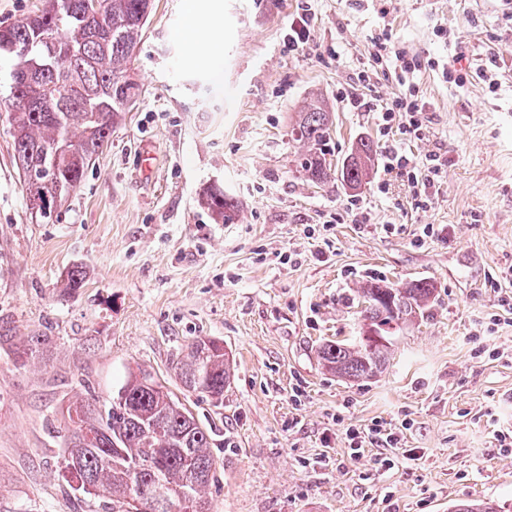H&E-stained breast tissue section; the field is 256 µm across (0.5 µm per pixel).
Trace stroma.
I'll return each mask as SVG.
<instances>
[{"label":"stroma","instance_id":"obj_1","mask_svg":"<svg viewBox=\"0 0 512 512\" xmlns=\"http://www.w3.org/2000/svg\"><path fill=\"white\" fill-rule=\"evenodd\" d=\"M191 2L224 32L222 75L188 60ZM305 3L311 42L291 53L283 38ZM510 12L512 0H155L136 53L141 99L49 220L31 215L0 107V325L53 339L25 368L0 347V512H105L64 477L55 418L79 389L108 399L137 366L215 429L212 512L512 504V454L495 440L512 426V360L492 355L512 353V324L491 340L476 333L498 311L492 281L512 289ZM381 33L418 60L422 139L347 102L360 88L385 101L404 91L372 56ZM456 60L462 85L442 74ZM489 65L493 89L479 77ZM314 94L333 113L336 159L362 137L377 146L359 190L297 171L290 119ZM395 150L441 154L431 208H415L406 179L385 170ZM211 186L239 203L237 219H214L202 202ZM353 201L364 223L348 216ZM77 266L85 287L61 296ZM417 277L435 301L395 334L387 371L352 382L322 367V342L360 333V285ZM197 337L222 340L234 361L218 407L172 370ZM405 420L401 445L416 453L406 468L383 473L386 449L354 459L344 446L347 427Z\"/></svg>","mask_w":512,"mask_h":512}]
</instances>
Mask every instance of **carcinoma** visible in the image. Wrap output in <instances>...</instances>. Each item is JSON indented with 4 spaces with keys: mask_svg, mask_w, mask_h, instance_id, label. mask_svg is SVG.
Segmentation results:
<instances>
[{
    "mask_svg": "<svg viewBox=\"0 0 512 512\" xmlns=\"http://www.w3.org/2000/svg\"><path fill=\"white\" fill-rule=\"evenodd\" d=\"M87 0H45L33 17L0 27V100L8 103L13 157L21 171L50 167L53 177L29 184L30 209L40 217L41 204L65 200L79 187L96 156L108 146L112 129L141 95L130 75L153 0H99L102 12H87ZM332 113L316 97L307 99L291 126L297 167L314 184L341 174L355 189L369 181L377 150L360 139L341 168L333 166L329 141ZM204 203L229 222L237 203L213 186ZM86 275L70 270L61 293L71 296L85 286ZM360 317L365 325L384 327L393 336L398 323L422 318L435 298L425 279L398 285L372 281L359 291ZM214 339L198 337L187 345L177 375L184 390L224 393L233 361L210 348ZM13 348L24 366L51 346L48 336H10L0 330V345ZM393 341L354 343L329 340L319 346L321 365L342 378L364 381L387 370ZM208 354L195 358V352ZM143 369L127 373L119 387L122 399L99 403L77 394L61 413L67 432L62 470L74 489L105 504L110 512H211L205 488L214 481L217 462L212 448L216 432L201 424L157 379L139 383ZM451 512H512L493 501L462 500Z\"/></svg>",
    "mask_w": 512,
    "mask_h": 512,
    "instance_id": "cac0c4a2",
    "label": "carcinoma"
}]
</instances>
